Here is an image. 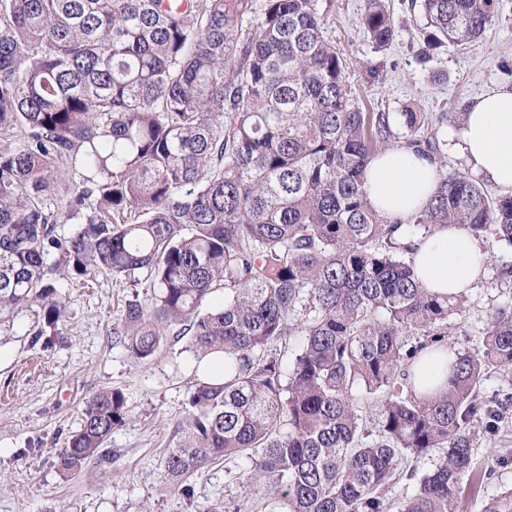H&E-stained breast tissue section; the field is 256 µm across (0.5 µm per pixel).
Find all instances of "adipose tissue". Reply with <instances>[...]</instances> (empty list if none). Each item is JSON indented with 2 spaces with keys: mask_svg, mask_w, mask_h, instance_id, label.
<instances>
[{
  "mask_svg": "<svg viewBox=\"0 0 512 512\" xmlns=\"http://www.w3.org/2000/svg\"><path fill=\"white\" fill-rule=\"evenodd\" d=\"M460 128L448 144L471 172L501 188H512V87H495L466 106ZM438 174L429 159L395 147L369 163L364 191L371 206L394 219L421 210L436 189ZM415 271L425 288L454 294L472 288L489 254L463 228L441 226L415 238Z\"/></svg>",
  "mask_w": 512,
  "mask_h": 512,
  "instance_id": "1",
  "label": "adipose tissue"
}]
</instances>
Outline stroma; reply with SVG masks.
Listing matches in <instances>:
<instances>
[{
    "instance_id": "obj_1",
    "label": "stroma",
    "mask_w": 512,
    "mask_h": 512,
    "mask_svg": "<svg viewBox=\"0 0 512 512\" xmlns=\"http://www.w3.org/2000/svg\"><path fill=\"white\" fill-rule=\"evenodd\" d=\"M326 35L348 60L346 78L364 112L397 113L412 107L436 116L462 111L482 92L512 87V0L501 17L470 44L431 51L421 60L422 17L411 0H387L395 36L375 51L360 23L365 0H319ZM491 254L469 293V305L451 320L448 343L476 351L494 307H512V282L500 283V264H512V247L489 242ZM66 299L59 334L40 333L43 312L25 305L0 321V512H241L258 502L261 483L242 482L251 464L241 456L192 475L188 492L171 491L163 458L175 441L197 376L188 339L155 358L137 362L112 332L126 302L145 298L151 283L102 273L84 282L58 276ZM121 390L127 424L108 441L111 465H89L64 479L55 462L81 425L85 402L97 391ZM476 477L465 478L462 512H480L490 497L512 488V424L478 433Z\"/></svg>"
}]
</instances>
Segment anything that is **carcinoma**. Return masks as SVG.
<instances>
[{
	"mask_svg": "<svg viewBox=\"0 0 512 512\" xmlns=\"http://www.w3.org/2000/svg\"><path fill=\"white\" fill-rule=\"evenodd\" d=\"M420 7L424 57L473 42L501 10ZM326 26L319 0H0V316L35 303L56 331L57 272L144 273L158 291L128 301L114 330L130 357L184 336L195 362L224 356L221 381L197 379L164 457L172 490L246 454L241 478L264 482L258 512H387L399 467L436 452L401 512H458L471 424L509 423L512 396L488 400L480 383L512 369V310H492L478 349L418 392L414 366L448 345L468 294H431L411 239L456 224L512 245V194L457 171L404 220L372 209L371 159L394 143L445 168L439 128L465 113L360 111ZM362 27L377 50L393 41L385 0H366ZM290 336L291 360L268 352ZM357 391L376 400L374 430ZM126 424L124 394L95 393L60 475L112 463L107 442ZM482 512H512V489Z\"/></svg>",
	"mask_w": 512,
	"mask_h": 512,
	"instance_id": "1",
	"label": "carcinoma"
}]
</instances>
